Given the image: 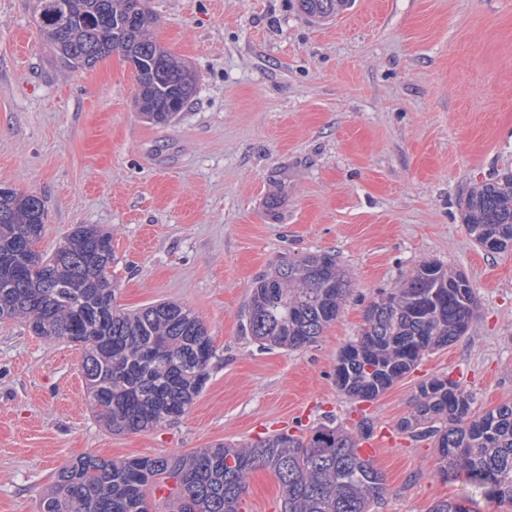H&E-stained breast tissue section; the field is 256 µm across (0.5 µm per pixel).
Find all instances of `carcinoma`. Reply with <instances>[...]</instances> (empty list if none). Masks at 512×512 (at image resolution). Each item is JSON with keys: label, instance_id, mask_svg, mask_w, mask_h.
<instances>
[{"label": "carcinoma", "instance_id": "1", "mask_svg": "<svg viewBox=\"0 0 512 512\" xmlns=\"http://www.w3.org/2000/svg\"><path fill=\"white\" fill-rule=\"evenodd\" d=\"M40 34L72 70L90 69L114 51L134 63L135 103L148 122H172L197 92L185 62L153 37L148 0H39ZM325 21L352 0H296ZM47 219L42 200L0 188V320L24 318L30 331L83 349L81 373L95 418L116 433L162 427L182 417L205 387L215 349L188 308L163 301L137 311L117 304L109 269L112 234L78 224L51 254L36 248ZM463 223L484 250H512V172L470 189ZM352 281L336 255L310 253L281 261L255 282L244 314L247 333L268 350L295 351L336 321ZM477 299L468 277L439 262L415 266L365 311L356 340L336 362V388L361 402L391 388L427 354L463 336ZM400 429L439 448V471L512 505V403L472 414V398L455 381L419 385L414 413ZM357 432L333 423L308 435L281 431L244 445L219 444L173 458L104 460L62 466L40 512H151L152 488L176 478L168 512H239L250 472L278 479L283 512H376L386 492L382 473L361 457ZM472 499L449 498L429 512H475Z\"/></svg>", "mask_w": 512, "mask_h": 512}]
</instances>
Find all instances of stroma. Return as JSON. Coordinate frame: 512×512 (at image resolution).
Here are the masks:
<instances>
[{
  "mask_svg": "<svg viewBox=\"0 0 512 512\" xmlns=\"http://www.w3.org/2000/svg\"><path fill=\"white\" fill-rule=\"evenodd\" d=\"M157 41L196 73L166 126L135 107L119 52L70 70L43 44L35 0H0V187L39 196L38 250L78 224L112 234L119 304L190 308L216 349L187 413L114 434L94 418L81 347L0 321V512H39L58 468L81 456L173 457L367 412L391 436L374 461L379 512H427L450 497L505 512L439 474L432 441L402 434L418 386L457 381L485 412L512 402V250L489 253L461 212L475 184L512 170V0H355L329 22L294 0H149ZM331 252L354 288L297 351L261 348L243 326L260 273ZM423 260L463 271L478 297L467 333L426 355L375 401L335 384L364 311ZM281 512L265 469L243 496Z\"/></svg>",
  "mask_w": 512,
  "mask_h": 512,
  "instance_id": "stroma-1",
  "label": "stroma"
}]
</instances>
